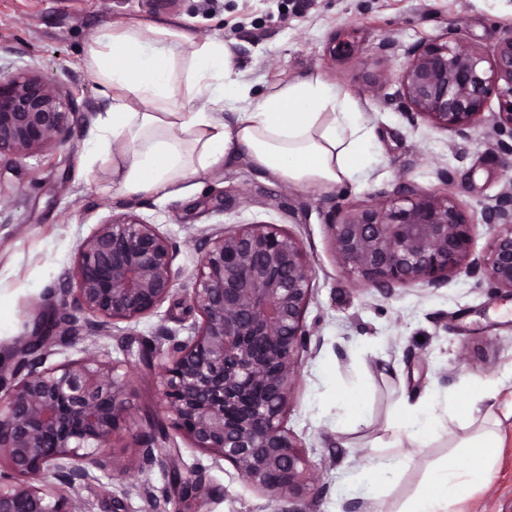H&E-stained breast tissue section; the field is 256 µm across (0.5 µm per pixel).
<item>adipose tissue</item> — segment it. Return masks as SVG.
I'll use <instances>...</instances> for the list:
<instances>
[{
    "mask_svg": "<svg viewBox=\"0 0 512 512\" xmlns=\"http://www.w3.org/2000/svg\"><path fill=\"white\" fill-rule=\"evenodd\" d=\"M84 67L112 101L86 159L111 161L116 185L129 195L175 193L240 149L259 168L299 185L354 180L374 157L372 135L348 96L311 76L248 100L225 75L218 39L197 45L165 25L108 26L89 45ZM228 102L242 103V111L223 117ZM116 141L124 144L117 154ZM461 415L452 396L434 417L406 405L397 412V432L419 443ZM498 446L497 424L486 422L428 468L399 512H458L470 490L490 480Z\"/></svg>",
    "mask_w": 512,
    "mask_h": 512,
    "instance_id": "1",
    "label": "adipose tissue"
}]
</instances>
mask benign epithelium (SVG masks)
<instances>
[{"label":"benign epithelium","mask_w":512,"mask_h":512,"mask_svg":"<svg viewBox=\"0 0 512 512\" xmlns=\"http://www.w3.org/2000/svg\"><path fill=\"white\" fill-rule=\"evenodd\" d=\"M484 53L456 40L420 41L407 51L402 99L420 116L462 137L489 123L512 138V37L500 43L486 72ZM496 95L499 111L485 115ZM77 96L26 70L0 74V164L45 155L66 140ZM502 227L485 262L471 258L478 225ZM345 267L388 292L448 278L482 275L512 294V177L475 219L449 195L415 186L386 205H365L330 224ZM174 248L134 213L99 225L77 247L60 307L42 322L40 353L33 338L0 359V512H86L72 496L113 460L114 433L128 413L132 350L124 359L90 353L43 367L54 347L72 346L81 332H107L118 322L152 315L173 294ZM313 268L301 242L277 224L224 227L205 236L190 306L201 323L172 344L156 386L158 412L188 442L229 462L255 489L296 500L308 462L283 418L308 348L304 323ZM167 430L140 455L168 465L172 512H200L213 496L184 475L178 450L155 454Z\"/></svg>","instance_id":"1"}]
</instances>
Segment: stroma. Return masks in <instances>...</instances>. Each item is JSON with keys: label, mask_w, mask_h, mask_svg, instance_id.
<instances>
[{"label": "stroma", "mask_w": 512, "mask_h": 512, "mask_svg": "<svg viewBox=\"0 0 512 512\" xmlns=\"http://www.w3.org/2000/svg\"><path fill=\"white\" fill-rule=\"evenodd\" d=\"M165 24L194 42H224L225 73L257 100L288 83L318 76L350 95L372 129L376 161L365 176L328 188H302L251 163L246 153L189 181L183 192L158 199L121 195L112 164L85 163L84 146L97 133L110 100L83 67L88 46L112 24ZM449 37L493 55L512 37V0H0V72L47 73L65 88L82 87L81 119L63 147L0 170V286L22 289L16 333L0 340L11 350L60 301L80 242L112 216L135 212L169 237L179 278L173 297L138 322L117 323L111 335L86 336L49 357L80 358L83 350L122 354L121 339L153 347L152 365L134 363L129 414L114 440L123 471L100 474L76 495L87 512H111L122 499L128 512H145L144 491L157 501L172 495L168 467L141 464L138 448L154 434L153 393L169 341L186 339L197 312L188 306L205 234L238 224L282 225L297 237L315 270L304 321L310 346L301 357L284 424L312 464L306 512H372L374 501L351 492L368 468L397 464L382 498L387 512L413 494L429 465L463 439L471 426L449 422L452 438L424 445L396 440L392 425L403 403L440 410L457 395L475 418L493 412L502 448L492 479L467 499L462 512H512V296L477 277L461 275L440 287L418 285L386 293L352 275L338 260L334 217L386 203L396 186L410 184L451 194L469 214L512 176V152L494 149L487 124L467 137L408 120L399 99L408 47ZM40 282L31 295L27 287ZM363 383L359 424L336 423V396L352 378ZM492 387L491 401H477ZM183 472L218 489L208 512H281V504L252 487L227 461L215 460L172 435ZM111 485L103 497L102 485Z\"/></svg>", "instance_id": "stroma-1"}]
</instances>
